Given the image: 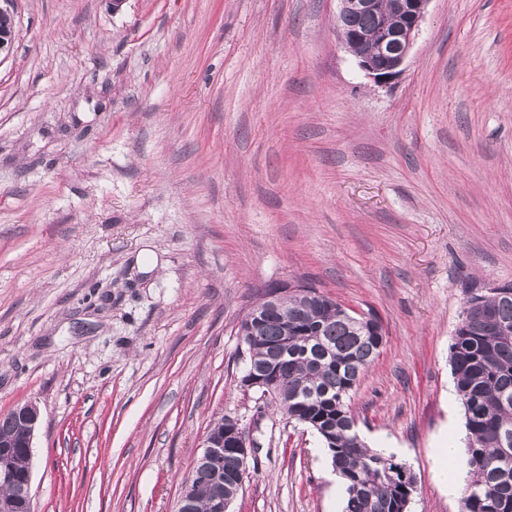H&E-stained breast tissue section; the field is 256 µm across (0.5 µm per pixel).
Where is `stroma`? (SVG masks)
<instances>
[{
    "label": "stroma",
    "mask_w": 512,
    "mask_h": 512,
    "mask_svg": "<svg viewBox=\"0 0 512 512\" xmlns=\"http://www.w3.org/2000/svg\"><path fill=\"white\" fill-rule=\"evenodd\" d=\"M0 53V415L34 402L36 512H174L204 436L249 427L231 512H341L325 448L240 385L241 320L305 284L375 315L352 398L460 512L449 347L512 285V0H431L401 73L336 0H9Z\"/></svg>",
    "instance_id": "1"
}]
</instances>
